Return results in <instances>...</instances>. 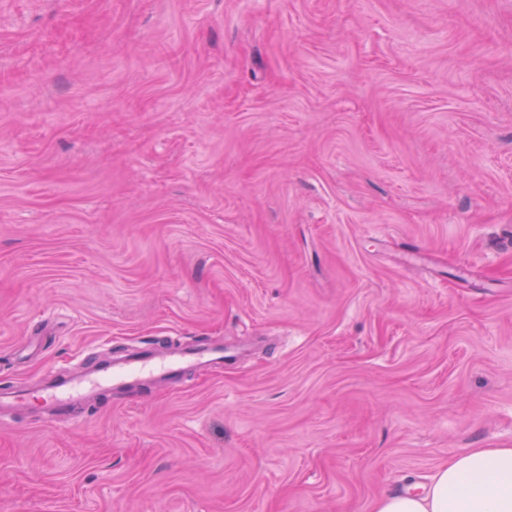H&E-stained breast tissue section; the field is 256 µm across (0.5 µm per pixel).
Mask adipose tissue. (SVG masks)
Returning a JSON list of instances; mask_svg holds the SVG:
<instances>
[{"mask_svg":"<svg viewBox=\"0 0 512 512\" xmlns=\"http://www.w3.org/2000/svg\"><path fill=\"white\" fill-rule=\"evenodd\" d=\"M372 512H512V447L452 457L422 493L384 495Z\"/></svg>","mask_w":512,"mask_h":512,"instance_id":"obj_1","label":"adipose tissue"}]
</instances>
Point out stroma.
<instances>
[{
  "instance_id": "obj_1",
  "label": "stroma",
  "mask_w": 512,
  "mask_h": 512,
  "mask_svg": "<svg viewBox=\"0 0 512 512\" xmlns=\"http://www.w3.org/2000/svg\"><path fill=\"white\" fill-rule=\"evenodd\" d=\"M0 512H370L512 447V0H0ZM181 360L189 361L199 368L223 365L224 346L214 347L167 363H159L156 359L145 355H134L119 365L112 364L106 368L98 366L95 370L81 373L56 388L44 389L43 409L48 417H54L68 411L74 400L104 383L121 386L130 380L144 379L158 374H174L178 371Z\"/></svg>"
}]
</instances>
